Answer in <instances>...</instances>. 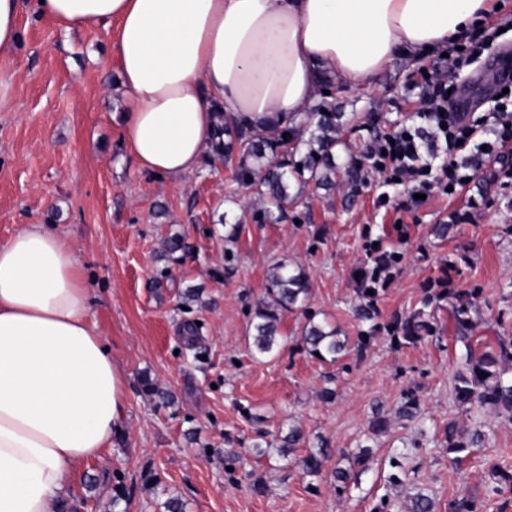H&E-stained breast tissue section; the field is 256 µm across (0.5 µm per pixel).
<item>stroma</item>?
<instances>
[{"label":"stroma","mask_w":512,"mask_h":512,"mask_svg":"<svg viewBox=\"0 0 512 512\" xmlns=\"http://www.w3.org/2000/svg\"><path fill=\"white\" fill-rule=\"evenodd\" d=\"M431 54L395 60L372 85L336 84L324 108L343 115L336 163L366 155L381 134L407 123L414 110L411 80L431 66ZM118 67L103 27L65 33L22 0L19 41L0 48V243L28 224H49L74 248L90 288L91 322L128 376L126 419L101 459L71 480L67 512H112V486L123 481L126 512H165L178 499L183 512H370L388 493V458L418 440L405 461L416 487L438 512L461 492L483 498L492 466H512V424L487 409L465 412L452 390L451 341L394 347L379 338L364 356H347L351 372L309 356L300 341L301 311L281 319L283 344L274 356L252 351L251 308L265 295L271 268H302L311 285L308 305L318 320L356 338L352 273L370 236L398 244L399 270L378 302L380 321L411 313L426 288L453 283L478 288V333H512V185L501 172L512 153L485 163L456 199L433 193L408 208L407 185L378 177L360 184L354 201L340 192L306 187L304 206L276 224L254 219L262 203L230 169L201 164L185 179L140 170L121 140V111L112 88ZM390 203L382 207L379 195ZM238 224L233 269L224 267V227ZM409 226L397 241L395 226ZM449 225L447 238L433 225ZM184 239L168 256L164 242ZM193 300H185L187 291ZM197 323L196 335L185 332ZM172 396L148 399L143 376ZM336 397L325 401L324 389ZM414 390L422 421H391L371 434L376 410L396 408ZM483 425L487 440L460 467L448 461L449 422ZM299 427L295 448L281 439ZM332 456L317 476L301 461L319 442ZM267 443L258 454L256 443ZM370 446L368 470L336 490L332 472L342 455ZM158 473V487L142 475Z\"/></svg>","instance_id":"1"}]
</instances>
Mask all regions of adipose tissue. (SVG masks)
Returning a JSON list of instances; mask_svg holds the SVG:
<instances>
[{"label":"adipose tissue","mask_w":512,"mask_h":512,"mask_svg":"<svg viewBox=\"0 0 512 512\" xmlns=\"http://www.w3.org/2000/svg\"><path fill=\"white\" fill-rule=\"evenodd\" d=\"M490 0H40L65 32L101 26L137 165L193 174L216 106L255 130L298 124L323 74L363 87L395 58L441 49ZM78 257L42 224L0 245V512H53L121 430L127 379L89 320Z\"/></svg>","instance_id":"obj_1"}]
</instances>
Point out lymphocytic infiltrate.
Segmentation results:
<instances>
[{
    "label": "lymphocytic infiltrate",
    "instance_id": "lymphocytic-infiltrate-1",
    "mask_svg": "<svg viewBox=\"0 0 512 512\" xmlns=\"http://www.w3.org/2000/svg\"><path fill=\"white\" fill-rule=\"evenodd\" d=\"M512 29V17L499 19L496 26H479L463 41L452 42L448 53L457 66L471 64L476 54L491 50L500 29ZM417 91L415 124L402 125L379 136L367 156L369 170L385 181L400 180L411 193L429 195L447 188L466 186L467 178L485 161L500 159L512 144V112L493 104L481 123L454 104L448 84L437 75L415 82ZM445 158L440 175L429 168L438 158Z\"/></svg>",
    "mask_w": 512,
    "mask_h": 512
}]
</instances>
